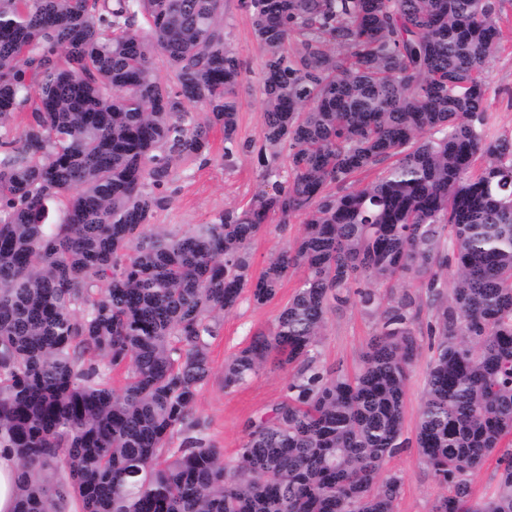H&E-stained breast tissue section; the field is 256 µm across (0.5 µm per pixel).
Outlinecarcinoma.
<instances>
[{
    "label": "carcinoma",
    "mask_w": 512,
    "mask_h": 512,
    "mask_svg": "<svg viewBox=\"0 0 512 512\" xmlns=\"http://www.w3.org/2000/svg\"><path fill=\"white\" fill-rule=\"evenodd\" d=\"M500 2L240 0L265 50L261 185L177 234L150 224L177 163L208 153L214 127L224 156L252 148L236 139L224 0H0V447L20 462L16 512H395L402 479L383 468L409 444L419 312L377 288L424 277L437 342L415 444L446 488L433 512H512V135L490 132L485 83ZM276 214L301 233L254 278L249 244ZM299 268L274 326L224 364L226 390L296 366L226 463L192 419L208 340ZM353 295L379 327L354 373L325 371L327 314ZM493 454L498 481L477 498L470 476Z\"/></svg>",
    "instance_id": "1"
}]
</instances>
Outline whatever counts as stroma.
I'll use <instances>...</instances> for the list:
<instances>
[{
    "mask_svg": "<svg viewBox=\"0 0 512 512\" xmlns=\"http://www.w3.org/2000/svg\"><path fill=\"white\" fill-rule=\"evenodd\" d=\"M224 25L228 43L242 63L237 87L240 102L237 140L242 144L257 145L264 128L259 84L264 49L254 35L250 17L240 8L239 0H225ZM501 25L503 49L486 73L487 105L492 116V132L512 134V0H504ZM258 185L253 154L241 151L225 157L224 134L221 130H213L208 154L181 162L175 168L164 191V202L156 209L153 221L165 225L168 230L185 232L191 225L214 220L225 210L245 207ZM300 228V218L284 221L280 216H273L266 229L249 246L252 274H260L270 254L298 236ZM302 277V270L292 271L267 304L257 306L250 300H242L233 312L220 320L218 335L209 343L210 373L199 390L193 418L205 437L222 449L225 461L236 459L248 422L269 414L284 399L291 372L270 364L245 385L228 390L224 387V363L257 335L272 328ZM430 321L431 314L425 309L415 325L420 355L407 382L404 407L405 435L410 439L415 436L435 343ZM378 323V312L367 310L359 303L334 305L326 319L322 345L324 369L354 371ZM386 469L402 478L396 512H432L436 498L444 489L422 462L416 446L400 451L388 462Z\"/></svg>",
    "mask_w": 512,
    "mask_h": 512,
    "instance_id": "obj_1",
    "label": "stroma"
}]
</instances>
